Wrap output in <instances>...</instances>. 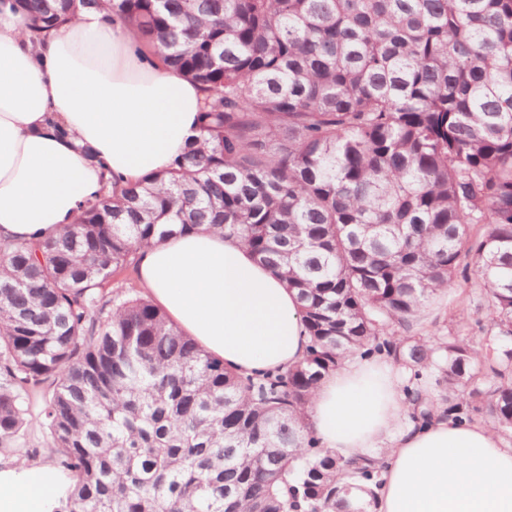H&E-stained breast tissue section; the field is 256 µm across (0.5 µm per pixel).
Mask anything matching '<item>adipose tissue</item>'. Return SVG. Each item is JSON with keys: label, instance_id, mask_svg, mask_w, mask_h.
<instances>
[{"label": "adipose tissue", "instance_id": "obj_1", "mask_svg": "<svg viewBox=\"0 0 512 512\" xmlns=\"http://www.w3.org/2000/svg\"><path fill=\"white\" fill-rule=\"evenodd\" d=\"M205 94L136 29L91 10L31 43L0 6V236L38 239L70 223L104 173L118 184L166 168L197 136ZM150 299L227 370L250 377L301 362V306L281 275L218 231L140 250ZM388 358L347 359L307 406L322 447L349 459L382 452L371 512H512V446L489 423L460 424L433 406L424 424ZM0 471V512H45L35 481Z\"/></svg>", "mask_w": 512, "mask_h": 512}]
</instances>
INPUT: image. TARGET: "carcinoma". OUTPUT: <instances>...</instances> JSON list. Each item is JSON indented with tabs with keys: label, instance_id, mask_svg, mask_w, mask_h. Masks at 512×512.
Instances as JSON below:
<instances>
[{
	"label": "carcinoma",
	"instance_id": "cac0c4a2",
	"mask_svg": "<svg viewBox=\"0 0 512 512\" xmlns=\"http://www.w3.org/2000/svg\"><path fill=\"white\" fill-rule=\"evenodd\" d=\"M36 44L109 6L199 83V134L163 171L107 180L40 240L0 238V456L39 393L53 512H368L382 457L305 422L350 356L406 375L410 420L512 437V0H9ZM219 230L302 303V362L224 370L134 288L155 239ZM474 271L478 335L412 334Z\"/></svg>",
	"mask_w": 512,
	"mask_h": 512
}]
</instances>
